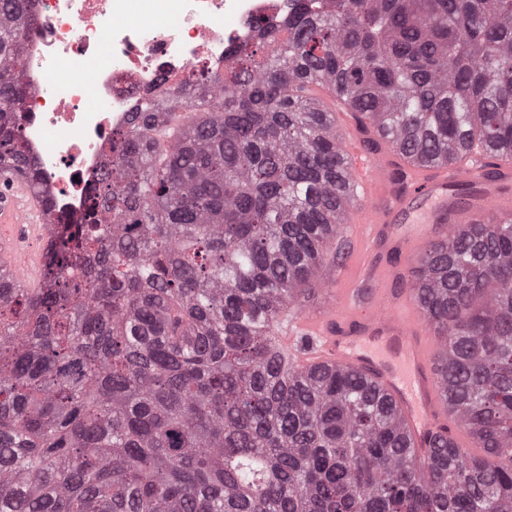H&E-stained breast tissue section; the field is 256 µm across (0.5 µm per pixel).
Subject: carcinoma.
Wrapping results in <instances>:
<instances>
[{"label": "carcinoma", "mask_w": 512, "mask_h": 512, "mask_svg": "<svg viewBox=\"0 0 512 512\" xmlns=\"http://www.w3.org/2000/svg\"><path fill=\"white\" fill-rule=\"evenodd\" d=\"M295 0L214 93L112 137L40 287L0 272V512H512V222L452 224L413 273L475 454L419 464L373 381L299 371L277 312L338 262L352 202L311 83L412 161L512 156V0ZM29 0H0V180L41 194L19 129Z\"/></svg>", "instance_id": "1"}]
</instances>
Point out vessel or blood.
<instances>
[{
  "label": "vessel or blood",
  "instance_id": "vessel-or-blood-1",
  "mask_svg": "<svg viewBox=\"0 0 512 512\" xmlns=\"http://www.w3.org/2000/svg\"><path fill=\"white\" fill-rule=\"evenodd\" d=\"M311 90L331 116L354 193L342 228L349 248L319 287L299 305L283 308L272 340L295 368L341 365L371 375L398 407L422 463L432 435L454 439L459 428L441 384L443 338L419 304L408 266L388 256L417 261L446 236L450 222L512 221V161L484 150L461 163L398 162L388 134H379L378 150L369 149L333 86L315 84ZM462 182L477 187V204H451ZM41 222V203L26 184L1 181L0 266L28 288L40 278L33 238Z\"/></svg>",
  "mask_w": 512,
  "mask_h": 512
}]
</instances>
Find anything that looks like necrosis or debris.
Wrapping results in <instances>:
<instances>
[{
  "instance_id": "obj_1",
  "label": "necrosis or debris",
  "mask_w": 512,
  "mask_h": 512,
  "mask_svg": "<svg viewBox=\"0 0 512 512\" xmlns=\"http://www.w3.org/2000/svg\"><path fill=\"white\" fill-rule=\"evenodd\" d=\"M294 0H32L21 132L54 215L79 223L113 134L160 86L201 90Z\"/></svg>"
}]
</instances>
